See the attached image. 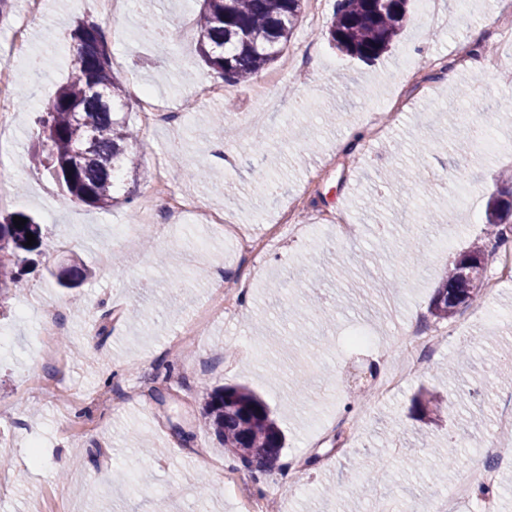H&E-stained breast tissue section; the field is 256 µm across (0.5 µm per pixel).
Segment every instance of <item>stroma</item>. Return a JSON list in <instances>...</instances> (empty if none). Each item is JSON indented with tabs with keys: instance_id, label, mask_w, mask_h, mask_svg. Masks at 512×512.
Listing matches in <instances>:
<instances>
[{
	"instance_id": "35a3bbf8",
	"label": "stroma",
	"mask_w": 512,
	"mask_h": 512,
	"mask_svg": "<svg viewBox=\"0 0 512 512\" xmlns=\"http://www.w3.org/2000/svg\"><path fill=\"white\" fill-rule=\"evenodd\" d=\"M501 7L502 0H469L466 20L439 31L411 0L396 40L372 62L329 44L328 16L316 22L302 13L286 52L304 64L289 70L274 62L278 81L259 104V83H224L200 60L197 0H154L155 22L171 34L166 41L144 34L138 0L105 21L95 0H49L48 17L29 27V51L55 54L0 138L13 195L0 214L24 212L43 231L24 290L0 296V457L10 461L0 468V512H153L160 497L169 512H239L240 495L261 493L275 512H375L383 498L431 512L433 499L482 463L486 443L512 450V429L496 425L498 411L512 405V364L479 390V424L463 413L426 426L410 413L425 391L467 396L496 355L512 351V284L481 286L454 318L429 313L445 269L480 236L500 174L512 170V36L496 32ZM86 20L100 21L112 72L133 96L126 118L140 133L130 161L152 168L179 154L169 184L206 207L234 211L257 236L302 196L298 225L279 230L261 277L225 243L221 225L189 213L130 245L112 231L137 223L138 203L105 211L64 201L58 183L33 167L37 119L68 79L70 33ZM408 51L447 65L407 84L400 65ZM471 57L497 58L499 77L474 73ZM203 82L224 85V96L200 103ZM145 88L182 121L140 129ZM228 102L235 111H225ZM255 111L263 125H241L240 113ZM365 112L392 119L339 148ZM218 139L235 157L226 170L208 166ZM426 143L432 152H421ZM259 166L275 180L265 190L253 174ZM204 167L206 180L198 174ZM452 173L470 190V210L440 251L435 243L455 204ZM414 237L416 254L405 247ZM72 263L91 275L66 291L56 276ZM216 268L224 274L219 285ZM220 291L233 315L181 338ZM45 307L67 323L60 372L40 355L52 329L38 315ZM362 316L374 350L344 351L349 325ZM403 322L440 342L425 351L420 374L378 403L371 389L401 361L391 333ZM248 344L260 359L245 358ZM198 357L203 365L186 369ZM236 383L262 397L285 436L272 468H245L204 427L208 392ZM102 391L113 406L96 403ZM450 434L459 442L449 466L437 450ZM203 475L212 483L205 492Z\"/></svg>"
}]
</instances>
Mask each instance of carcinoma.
Masks as SVG:
<instances>
[{
    "label": "carcinoma",
    "instance_id": "cac0c4a2",
    "mask_svg": "<svg viewBox=\"0 0 512 512\" xmlns=\"http://www.w3.org/2000/svg\"><path fill=\"white\" fill-rule=\"evenodd\" d=\"M304 0H202L195 18L197 52L224 80L241 84L254 80L288 46ZM409 0H336L325 37L344 55L373 61L398 35ZM70 73L40 120L36 135L49 163L40 155L32 162L58 181L63 197L89 207L109 210L132 202V195L115 196L116 177L123 170L136 135L120 109L127 90L112 73L109 49L99 23L83 22L71 34ZM27 219L18 229L13 215L0 220V294L22 281L30 256L41 253L42 228ZM512 198L499 191L490 195L486 211V241L463 252L442 278L429 307L437 320L453 317L482 283L487 258L512 241ZM35 236L27 245L26 234ZM89 276L85 268L66 271L59 284L75 288ZM415 412L440 416L448 400L437 393L418 399ZM210 428L224 451L247 467L265 469L279 459L284 436L267 404L245 386L229 385L207 396Z\"/></svg>",
    "mask_w": 512,
    "mask_h": 512
}]
</instances>
